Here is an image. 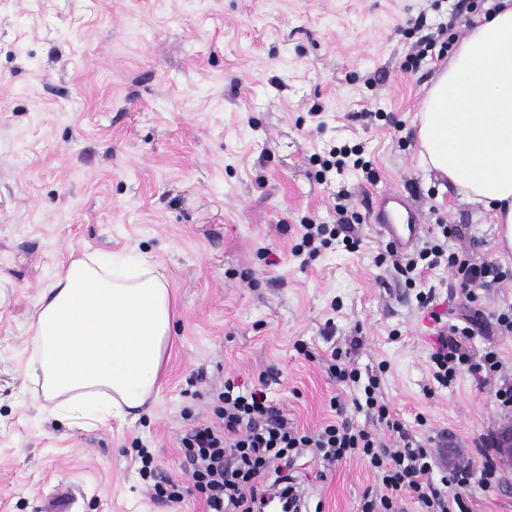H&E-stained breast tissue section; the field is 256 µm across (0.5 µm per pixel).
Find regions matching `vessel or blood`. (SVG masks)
Returning <instances> with one entry per match:
<instances>
[{
	"label": "vessel or blood",
	"instance_id": "obj_1",
	"mask_svg": "<svg viewBox=\"0 0 512 512\" xmlns=\"http://www.w3.org/2000/svg\"><path fill=\"white\" fill-rule=\"evenodd\" d=\"M373 217L381 235L400 252L413 247L425 229L421 212L397 189L379 195Z\"/></svg>",
	"mask_w": 512,
	"mask_h": 512
}]
</instances>
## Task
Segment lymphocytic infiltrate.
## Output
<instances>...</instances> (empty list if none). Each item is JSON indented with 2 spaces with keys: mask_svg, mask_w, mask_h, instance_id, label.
I'll return each instance as SVG.
<instances>
[{
  "mask_svg": "<svg viewBox=\"0 0 512 512\" xmlns=\"http://www.w3.org/2000/svg\"><path fill=\"white\" fill-rule=\"evenodd\" d=\"M334 225L303 222V233L293 248L295 257H315L333 240L356 246L354 227L347 220V208L337 204ZM440 235H429L422 246L400 254L389 251L393 267L416 270L417 266L433 270L445 265L457 276L462 301L468 311L463 324L443 321L440 314L432 319L438 324L436 342L430 354L432 377L441 387L450 386L460 372H469L481 383L499 380L496 391L499 407L512 411V379L503 374V361L496 349H488L473 358L465 343L485 329L484 318L474 310L477 291L499 283L505 277L494 261L471 262L458 253L449 252L447 235L452 229L441 225ZM327 372L339 383L360 389L351 402L332 398L331 406L340 420L315 429H304L289 421L283 410L269 399L264 388H244L234 380L224 382L214 394L207 417L193 412L183 415L187 428L180 439L184 449V471L205 496L208 512H261L271 495L303 497L304 491L295 478L283 473V459L304 454L327 464L351 458L362 460L378 478L381 491L365 495L362 512H400L402 501L418 503L421 512H469L467 498L471 486H498L497 468L491 456H484L479 468L462 466L433 484L431 474L435 457L430 448L416 440L398 418L393 417L379 398L380 383L376 374H361L349 355L332 349L326 358ZM376 418L377 427L357 426L345 420L347 406Z\"/></svg>",
  "mask_w": 512,
  "mask_h": 512,
  "instance_id": "1",
  "label": "lymphocytic infiltrate"
}]
</instances>
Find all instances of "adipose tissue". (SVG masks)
Wrapping results in <instances>:
<instances>
[{"label": "adipose tissue", "mask_w": 512, "mask_h": 512, "mask_svg": "<svg viewBox=\"0 0 512 512\" xmlns=\"http://www.w3.org/2000/svg\"><path fill=\"white\" fill-rule=\"evenodd\" d=\"M476 19L419 108V164L491 210L512 251V0ZM164 276L85 252L42 292L31 374L63 421L88 424L142 408L159 389L171 343Z\"/></svg>", "instance_id": "adipose-tissue-1"}]
</instances>
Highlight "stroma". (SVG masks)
<instances>
[{
	"label": "stroma",
	"mask_w": 512,
	"mask_h": 512,
	"mask_svg": "<svg viewBox=\"0 0 512 512\" xmlns=\"http://www.w3.org/2000/svg\"><path fill=\"white\" fill-rule=\"evenodd\" d=\"M449 0H0V512H205L197 490L151 498L147 450L183 480L185 410L205 412L225 379L266 392L313 429L352 388L329 379L332 347L379 363L384 401L436 469L480 462L475 443L511 423L496 384L461 373L435 386L431 312L455 317L451 270L378 264L374 202L398 186L452 252L512 270L490 212L416 161L415 116L443 63L412 57L411 23L447 22ZM361 144L376 172L348 164L315 178L313 155ZM360 222L355 249L308 264L291 249L302 220ZM144 256L175 301L161 390L134 422L56 420L27 363L39 296L70 254ZM294 474L321 512H361L378 479L362 461L304 456Z\"/></svg>",
	"instance_id": "35a3bbf8"
}]
</instances>
